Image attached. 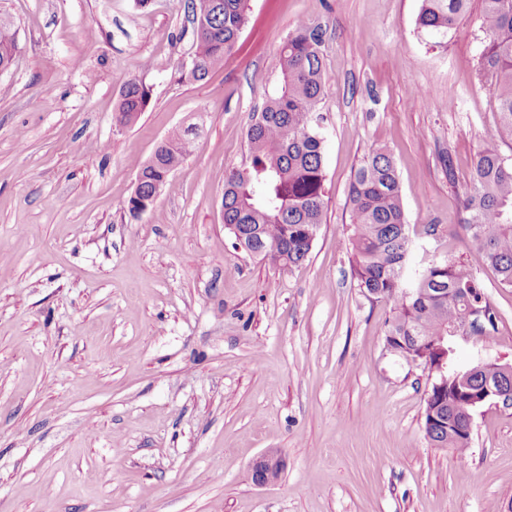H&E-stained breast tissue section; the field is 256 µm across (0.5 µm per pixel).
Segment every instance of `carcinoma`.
<instances>
[{"label": "carcinoma", "instance_id": "carcinoma-1", "mask_svg": "<svg viewBox=\"0 0 512 512\" xmlns=\"http://www.w3.org/2000/svg\"><path fill=\"white\" fill-rule=\"evenodd\" d=\"M248 0H184L193 54L188 73L196 82L224 65L247 22ZM468 0H422L416 24L442 36ZM489 38L482 50L481 75L495 91L499 122L485 138L463 203V227L477 259L490 267L503 288H512V0H484ZM325 30L307 20L296 23L280 48L281 89L254 113L247 130L250 165L232 170L224 185V227L248 251L283 267H297L310 254L323 223L324 116L320 113L325 75L321 47ZM18 51L11 24L0 19V67ZM149 102V91L126 81L117 121L134 123ZM193 138L177 132L161 142L137 176L124 209L138 217L152 209L160 186L191 154ZM351 204L348 250L357 288L372 303L390 305L386 347L396 356L428 366L446 357L448 387L428 385L424 432L437 448H466L472 414L484 403L479 391L492 385L509 399L512 364L472 367L465 382L455 377L449 330L462 336H492L498 313L464 262L430 261L406 276L412 240L405 221L397 166L384 148L365 155L347 188Z\"/></svg>", "mask_w": 512, "mask_h": 512}]
</instances>
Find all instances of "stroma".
<instances>
[{"mask_svg":"<svg viewBox=\"0 0 512 512\" xmlns=\"http://www.w3.org/2000/svg\"><path fill=\"white\" fill-rule=\"evenodd\" d=\"M421 5L250 0L233 54L193 82L181 0H0L20 44L0 72V512H512V409L475 412L464 452L431 445L428 371L387 350L390 308L351 276L347 185L384 146L414 264H469L498 313L493 338H456L458 364L512 362V288L461 223L498 121L484 3L440 38ZM302 18L326 31L325 218L288 269L236 245L222 201ZM130 79L150 103L121 126ZM197 122L131 218L141 168ZM269 449L285 467L259 487ZM284 459L276 450L262 454L253 464L252 474L257 486L271 485L277 481Z\"/></svg>","mask_w":512,"mask_h":512,"instance_id":"stroma-1","label":"stroma"}]
</instances>
